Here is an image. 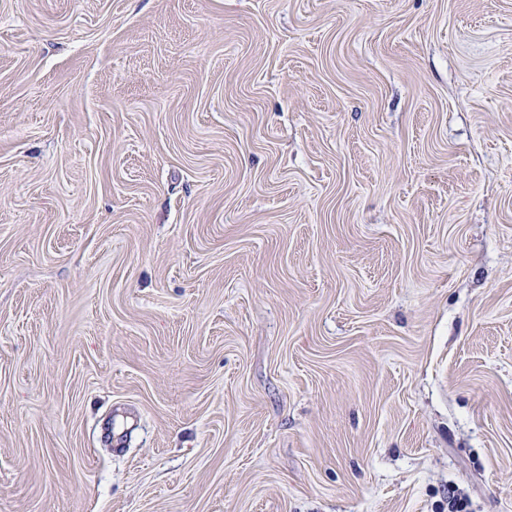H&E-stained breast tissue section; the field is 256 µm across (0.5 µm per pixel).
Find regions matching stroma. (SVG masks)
<instances>
[{
  "label": "stroma",
  "mask_w": 512,
  "mask_h": 512,
  "mask_svg": "<svg viewBox=\"0 0 512 512\" xmlns=\"http://www.w3.org/2000/svg\"><path fill=\"white\" fill-rule=\"evenodd\" d=\"M512 512V0H0V512Z\"/></svg>",
  "instance_id": "35a3bbf8"
}]
</instances>
